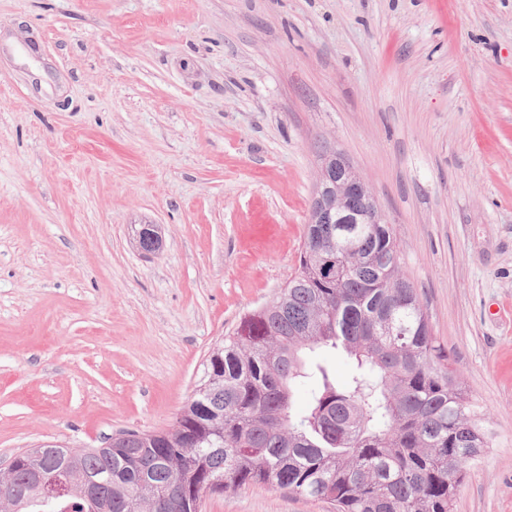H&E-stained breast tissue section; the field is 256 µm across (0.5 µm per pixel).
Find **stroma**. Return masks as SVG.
Instances as JSON below:
<instances>
[{"instance_id": "obj_1", "label": "stroma", "mask_w": 512, "mask_h": 512, "mask_svg": "<svg viewBox=\"0 0 512 512\" xmlns=\"http://www.w3.org/2000/svg\"><path fill=\"white\" fill-rule=\"evenodd\" d=\"M324 146L482 408L453 512H512V0H0V464L171 426L294 274Z\"/></svg>"}]
</instances>
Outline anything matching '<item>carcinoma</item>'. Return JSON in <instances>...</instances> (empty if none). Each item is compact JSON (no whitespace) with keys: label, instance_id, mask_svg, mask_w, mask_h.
Wrapping results in <instances>:
<instances>
[{"label":"carcinoma","instance_id":"carcinoma-1","mask_svg":"<svg viewBox=\"0 0 512 512\" xmlns=\"http://www.w3.org/2000/svg\"><path fill=\"white\" fill-rule=\"evenodd\" d=\"M318 346L350 360L348 380L306 367ZM306 377L316 385L299 413L294 388ZM488 447L482 410L402 272L392 225L309 222L294 275L212 349L171 427L120 431L99 448L51 444L39 459L19 452L0 505L48 512L38 466L67 471L66 498L83 504L75 512H202L205 496L250 485L336 512H452Z\"/></svg>","mask_w":512,"mask_h":512}]
</instances>
